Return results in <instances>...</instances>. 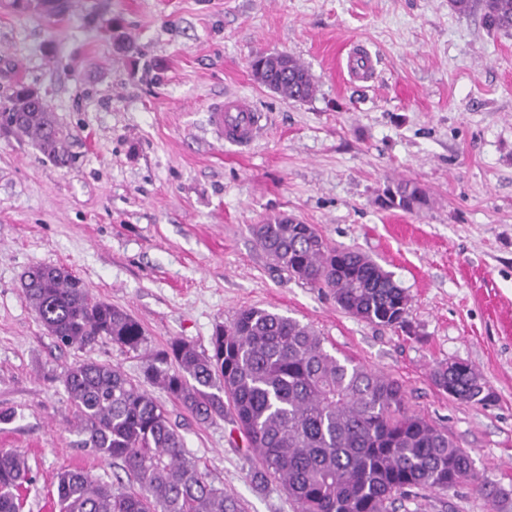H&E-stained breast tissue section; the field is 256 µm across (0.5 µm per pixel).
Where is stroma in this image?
I'll list each match as a JSON object with an SVG mask.
<instances>
[{
	"label": "stroma",
	"instance_id": "stroma-1",
	"mask_svg": "<svg viewBox=\"0 0 512 512\" xmlns=\"http://www.w3.org/2000/svg\"><path fill=\"white\" fill-rule=\"evenodd\" d=\"M363 43L377 78L343 79L340 50ZM287 52L317 90L293 102L259 85L250 61ZM38 92L73 157L60 168L30 138L0 133V448L31 468L22 512L55 499L59 472L105 483L121 461L81 447L64 371L85 358L139 379L143 355L101 337L59 347L22 295L36 266L82 278L122 307L147 346L210 351L241 308L299 320L347 355L399 380L408 406L466 450L482 483L404 500L400 512H512V30L449 0H69L54 16L0 0V99ZM250 96L267 116L248 150L219 144L211 102ZM428 206L384 203L400 182ZM285 214L360 252L410 296L405 328L343 311L327 289L276 269L251 227ZM462 360L483 404L431 379ZM152 395L186 450L245 512H296L230 419L197 421Z\"/></svg>",
	"mask_w": 512,
	"mask_h": 512
}]
</instances>
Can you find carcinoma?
I'll list each match as a JSON object with an SVG mask.
<instances>
[{"label":"carcinoma","instance_id":"obj_1","mask_svg":"<svg viewBox=\"0 0 512 512\" xmlns=\"http://www.w3.org/2000/svg\"><path fill=\"white\" fill-rule=\"evenodd\" d=\"M460 14L481 5L490 30L512 29V0H449ZM13 5L54 14L61 0H13ZM275 54H259L252 71L292 101L315 92L308 70L288 56V71L275 70ZM16 86L0 103L14 112V132L65 167L69 156L55 115ZM427 202L425 191L404 182L386 190L385 203L404 209ZM251 232L280 270L314 288L340 294L341 309L377 325L403 328L410 298L380 265L326 239L306 236V225L274 217ZM25 300L64 347L84 349L106 336L128 351L146 342L140 323L125 309L95 299L87 285L62 267L40 266L22 283ZM143 381L177 399L197 420L229 410L262 470L272 475L298 512H396L414 490L443 491L480 480L470 455L448 432L411 410L402 384L352 358L338 357L324 339L299 321L255 306L239 309L215 328L211 352L183 340L144 352ZM434 385L454 399L483 403L485 382L471 365L455 373L442 365ZM82 447L123 462L139 490L66 469L56 482L59 512H244L242 503L214 485L185 449L164 407L118 367L83 359L63 379ZM24 455L0 449V512H21L19 489L30 481Z\"/></svg>","mask_w":512,"mask_h":512}]
</instances>
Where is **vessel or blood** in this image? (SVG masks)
<instances>
[{"mask_svg":"<svg viewBox=\"0 0 512 512\" xmlns=\"http://www.w3.org/2000/svg\"><path fill=\"white\" fill-rule=\"evenodd\" d=\"M341 66L353 82H368L377 76L370 51L359 44L343 54ZM208 112L215 140L241 148L254 144L267 125L265 114L249 97L240 94L225 95L223 100L210 104Z\"/></svg>","mask_w":512,"mask_h":512,"instance_id":"vessel-or-blood-1","label":"vessel or blood"}]
</instances>
